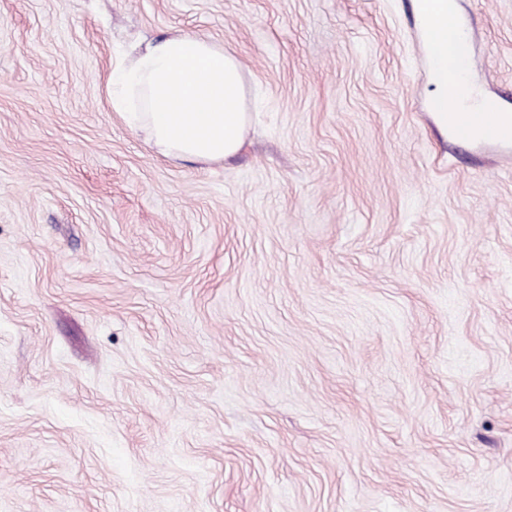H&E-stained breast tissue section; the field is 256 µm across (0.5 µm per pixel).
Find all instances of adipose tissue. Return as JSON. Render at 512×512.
Returning a JSON list of instances; mask_svg holds the SVG:
<instances>
[{
	"instance_id": "ef3b65f1",
	"label": "adipose tissue",
	"mask_w": 512,
	"mask_h": 512,
	"mask_svg": "<svg viewBox=\"0 0 512 512\" xmlns=\"http://www.w3.org/2000/svg\"><path fill=\"white\" fill-rule=\"evenodd\" d=\"M421 33L434 86L435 123L466 118L449 109L458 92L451 78L464 67L453 0H419ZM107 93L113 111L130 127L146 130L168 159L209 166L241 149L250 126L238 58L212 39L183 31L131 45L114 63Z\"/></svg>"
}]
</instances>
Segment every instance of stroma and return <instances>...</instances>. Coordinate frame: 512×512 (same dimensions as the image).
<instances>
[{"label": "stroma", "mask_w": 512, "mask_h": 512, "mask_svg": "<svg viewBox=\"0 0 512 512\" xmlns=\"http://www.w3.org/2000/svg\"><path fill=\"white\" fill-rule=\"evenodd\" d=\"M512 111V0H455ZM242 65L204 168L114 112ZM415 0H0V512H512V139L428 109ZM107 93L113 111L145 129L171 160L222 163L238 153L250 126L240 61L198 34L176 31L131 45L112 66Z\"/></svg>", "instance_id": "35a3bbf8"}]
</instances>
